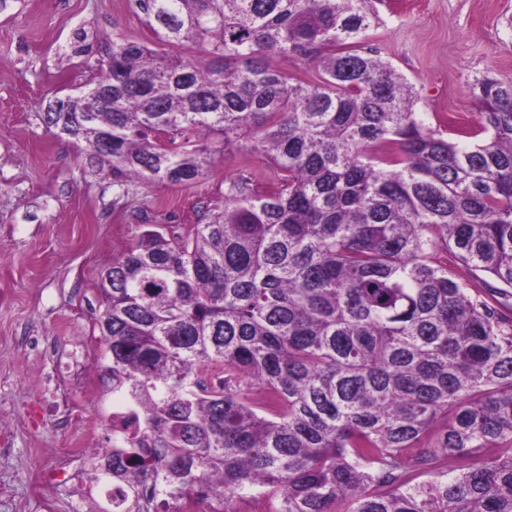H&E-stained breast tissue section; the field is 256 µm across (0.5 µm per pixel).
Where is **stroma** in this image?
Here are the masks:
<instances>
[{
	"mask_svg": "<svg viewBox=\"0 0 512 512\" xmlns=\"http://www.w3.org/2000/svg\"><path fill=\"white\" fill-rule=\"evenodd\" d=\"M368 34L413 84L417 111L445 137L479 128L476 77L512 78V0H378ZM148 40L130 0H5L0 6V479L14 497L0 512H26L24 474L52 464V449L85 436L112 445V392L102 379L95 322L98 281L144 225L187 233L198 211L224 200L242 176L259 189L272 168L242 146L210 159L192 185H124L58 136L44 116L98 73L113 37ZM71 384L52 407L44 387Z\"/></svg>",
	"mask_w": 512,
	"mask_h": 512,
	"instance_id": "obj_1",
	"label": "stroma"
}]
</instances>
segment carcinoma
Wrapping results in <instances>:
<instances>
[{"label": "carcinoma", "instance_id": "1", "mask_svg": "<svg viewBox=\"0 0 512 512\" xmlns=\"http://www.w3.org/2000/svg\"><path fill=\"white\" fill-rule=\"evenodd\" d=\"M132 5L207 63L115 37L51 126L118 184L199 182L203 138L276 180L229 182L186 237L147 225L100 274L112 512L253 488L274 512H512V79L474 80L485 137L462 143L364 46L373 0Z\"/></svg>", "mask_w": 512, "mask_h": 512}]
</instances>
